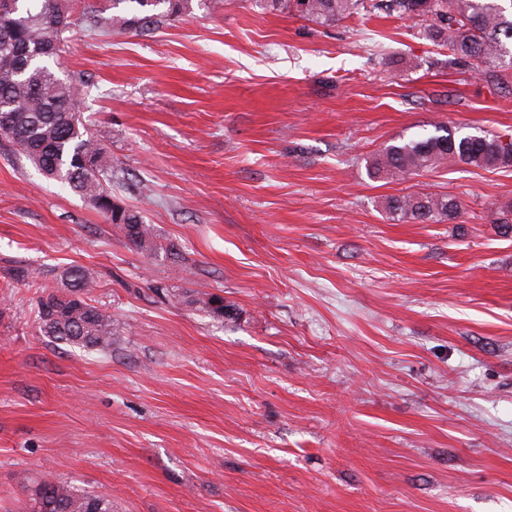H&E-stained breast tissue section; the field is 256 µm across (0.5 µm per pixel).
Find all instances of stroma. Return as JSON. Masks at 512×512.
Wrapping results in <instances>:
<instances>
[{"label":"stroma","mask_w":512,"mask_h":512,"mask_svg":"<svg viewBox=\"0 0 512 512\" xmlns=\"http://www.w3.org/2000/svg\"><path fill=\"white\" fill-rule=\"evenodd\" d=\"M55 71L117 200L191 269L0 142V270L89 268L118 330L106 354L52 343L40 290L0 277V512H23L27 477L113 512H512V169H365L438 125L512 135V87L411 20L326 27L252 0L149 36L75 29ZM410 193L460 216L387 218ZM195 310L203 313L216 322H224L233 318L236 307L231 303H224V297L213 293H198L189 300Z\"/></svg>","instance_id":"obj_1"}]
</instances>
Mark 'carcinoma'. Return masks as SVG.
<instances>
[{
	"label": "carcinoma",
	"instance_id": "obj_1",
	"mask_svg": "<svg viewBox=\"0 0 512 512\" xmlns=\"http://www.w3.org/2000/svg\"><path fill=\"white\" fill-rule=\"evenodd\" d=\"M209 6L214 0H110L113 36L142 35L177 21L193 10V2ZM266 13L290 12L320 25L344 20L360 10L408 18L425 37L445 48L451 60L468 62L494 83L508 81L512 69V11L501 0H255ZM49 14L71 15L66 0H36L31 8L21 0H0V140L10 143L46 178L64 184L88 201L108 224L118 225L127 244L146 255L163 250L152 225L139 207H126L112 194V165L100 140L91 134L77 111L76 84L48 66L52 56L32 62L27 52L43 47L64 50L66 29L45 20ZM484 170L512 168V140L492 134L458 133L435 127L432 134L402 140L381 149L366 161L371 178L403 179L444 163ZM391 219L421 223L454 221L458 201L446 195L410 194L385 199ZM11 276L41 280L44 296L37 303L41 334L87 351H112L117 328L112 314L91 304L97 276L85 267L63 274L64 293L81 295L80 302L47 293V269L12 268ZM195 310L216 322L233 318L236 307L213 293L189 300ZM29 512H112V495L76 488L68 483L28 480Z\"/></svg>",
	"mask_w": 512,
	"mask_h": 512
}]
</instances>
